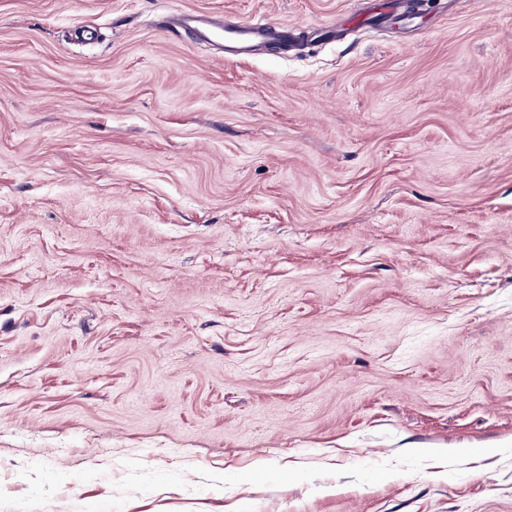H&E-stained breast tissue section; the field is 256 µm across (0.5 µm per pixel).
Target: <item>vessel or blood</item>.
<instances>
[{"instance_id":"vessel-or-blood-1","label":"vessel or blood","mask_w":512,"mask_h":512,"mask_svg":"<svg viewBox=\"0 0 512 512\" xmlns=\"http://www.w3.org/2000/svg\"><path fill=\"white\" fill-rule=\"evenodd\" d=\"M177 27L181 33L192 36L198 42L218 41L224 45L226 56L244 58L257 50L275 45L288 48L294 38L286 26L264 18L228 22L211 17L185 15Z\"/></svg>"}]
</instances>
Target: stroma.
Returning <instances> with one entry per match:
<instances>
[{"label": "stroma", "instance_id": "obj_1", "mask_svg": "<svg viewBox=\"0 0 512 512\" xmlns=\"http://www.w3.org/2000/svg\"><path fill=\"white\" fill-rule=\"evenodd\" d=\"M0 0V512H512V0ZM180 33L200 43L218 41L224 44V55L244 58L269 45L287 50L294 43V31L266 18L228 22L211 17L184 15L177 23Z\"/></svg>", "mask_w": 512, "mask_h": 512}]
</instances>
